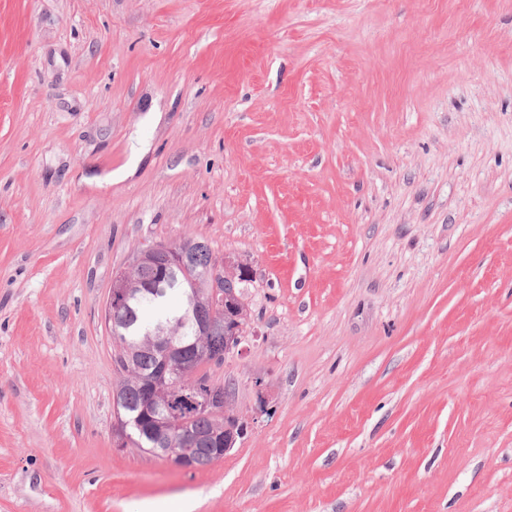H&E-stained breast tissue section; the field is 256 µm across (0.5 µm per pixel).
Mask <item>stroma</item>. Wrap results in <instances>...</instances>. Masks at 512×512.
Instances as JSON below:
<instances>
[{"instance_id": "obj_1", "label": "stroma", "mask_w": 512, "mask_h": 512, "mask_svg": "<svg viewBox=\"0 0 512 512\" xmlns=\"http://www.w3.org/2000/svg\"><path fill=\"white\" fill-rule=\"evenodd\" d=\"M186 237L254 269L194 471L114 446L104 322ZM175 497L512 512V0H0V512Z\"/></svg>"}]
</instances>
